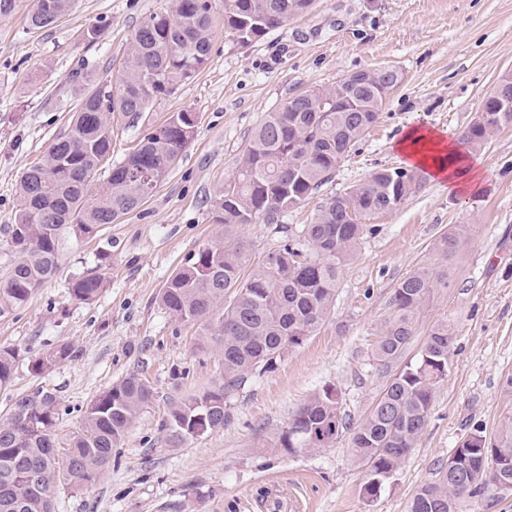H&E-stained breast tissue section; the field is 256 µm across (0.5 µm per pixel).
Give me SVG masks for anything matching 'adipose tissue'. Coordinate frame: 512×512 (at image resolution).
<instances>
[{
  "instance_id": "ef3b65f1",
  "label": "adipose tissue",
  "mask_w": 512,
  "mask_h": 512,
  "mask_svg": "<svg viewBox=\"0 0 512 512\" xmlns=\"http://www.w3.org/2000/svg\"><path fill=\"white\" fill-rule=\"evenodd\" d=\"M394 150L402 163L426 171L444 190L453 194H477L483 189L482 162L463 151L456 138L420 126L409 128Z\"/></svg>"
}]
</instances>
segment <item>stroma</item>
Listing matches in <instances>:
<instances>
[{
  "label": "stroma",
  "instance_id": "35a3bbf8",
  "mask_svg": "<svg viewBox=\"0 0 512 512\" xmlns=\"http://www.w3.org/2000/svg\"><path fill=\"white\" fill-rule=\"evenodd\" d=\"M214 42L207 64L177 94L153 104L143 125L196 112L192 144L137 210L68 242L58 274L21 309L0 317V347L22 357L0 387V419L35 391L57 401L54 438L66 451L87 405L113 382L136 374L155 391L94 484L59 483L55 512H407L418 488L473 430L495 436L512 416L502 380L512 375V129L481 150L484 189L452 195L431 179L397 210L366 218L358 258L340 277L336 308L316 335L256 374L232 395L224 430L180 442L166 423L173 405L211 389L224 376L222 350L197 347V323H179L159 303L170 273L220 239L213 204L240 167L254 129L269 112L308 89L362 69L392 65L404 78L378 121L341 161L330 182L282 220L239 229L254 259L299 234L327 199L381 168L401 162L393 144L412 126L458 136L487 93L512 70V0H315L311 9L241 48L224 27V0H211ZM37 0H15L0 15V271L11 257L4 225L19 208L18 187L68 124L83 67L93 82L118 85L131 34L171 0H73L69 12L39 30L28 21ZM103 35L83 40L91 28ZM466 236L450 287L425 301L408 350L416 355L430 328L455 327L448 376L438 388L416 448L377 497L362 488L367 470L349 436L331 447L288 455L261 441L285 426L299 405L336 388L342 412L359 423L383 390L373 356L376 327L389 315L397 282L425 262L444 232ZM105 265L107 286L92 302L68 284ZM71 346V360L41 374L32 358Z\"/></svg>",
  "mask_w": 512,
  "mask_h": 512
}]
</instances>
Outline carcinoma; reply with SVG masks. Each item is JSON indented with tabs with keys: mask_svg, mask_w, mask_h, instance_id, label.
Returning a JSON list of instances; mask_svg holds the SVG:
<instances>
[{
	"mask_svg": "<svg viewBox=\"0 0 512 512\" xmlns=\"http://www.w3.org/2000/svg\"><path fill=\"white\" fill-rule=\"evenodd\" d=\"M314 0H224V27L246 47L306 12ZM71 7V0H37L29 25L43 29ZM213 48L211 0H175L171 13L156 14L131 34L120 85L93 83L79 98L68 128L42 163L19 185L20 210L6 233L13 255L0 277V317L25 305L59 271V256L71 237L92 238L139 208L152 194L140 182L147 172L159 184L192 143L196 113H172L158 127H144L135 148L112 165L106 179L100 166L112 152V123H137L152 104L175 95L207 63ZM402 73L366 79L345 75L335 83L296 95L267 115L253 132L237 176L224 184L213 221L224 225L221 239L202 247L166 280L159 302L180 322L203 326L201 343L224 344V378L219 386L175 406L167 429L175 442L224 429L230 421L229 397L249 376L273 370L288 352L323 326L335 308L342 269L360 253L366 225L348 211L391 212L424 180L419 168H382L346 192L333 195L296 236L252 265V249L239 235L244 224L280 227L281 218L326 184L356 143L378 120L386 103L382 86H398ZM512 128V112L493 122L474 121L463 134L470 151L485 147L501 130ZM464 230L439 236L430 260L396 285L392 310L377 327L374 357L388 370L408 351L423 303L436 288L451 285ZM107 283L96 266L71 279V296L95 300ZM455 328L448 321L429 330L415 360L387 382L370 412L355 426L341 412L336 389L326 387L307 399L273 439L261 443L290 455L326 448L351 432V448L366 466L367 498L416 447L432 403L448 376ZM67 344L30 361L40 374L70 360ZM19 353L0 348V387L10 383ZM154 388L129 374L87 406L80 434L73 438L64 466L54 456L56 398L37 392L17 399L0 421V512H54L58 483H94ZM464 462L466 482L439 465L438 477L422 485L408 512H459L480 493L512 491V417L496 436L479 430L452 451Z\"/></svg>",
	"mask_w": 512,
	"mask_h": 512,
	"instance_id": "obj_1",
	"label": "carcinoma"
}]
</instances>
